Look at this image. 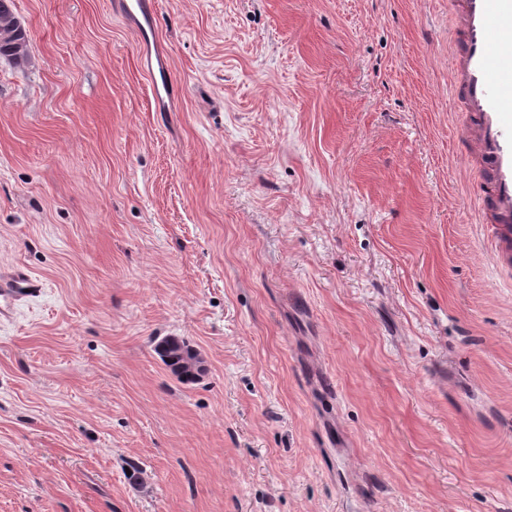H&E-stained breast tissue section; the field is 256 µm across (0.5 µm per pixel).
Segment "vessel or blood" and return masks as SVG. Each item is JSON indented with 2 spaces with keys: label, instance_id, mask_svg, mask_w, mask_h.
<instances>
[{
  "label": "vessel or blood",
  "instance_id": "vessel-or-blood-1",
  "mask_svg": "<svg viewBox=\"0 0 512 512\" xmlns=\"http://www.w3.org/2000/svg\"><path fill=\"white\" fill-rule=\"evenodd\" d=\"M455 51L450 79L466 117V165L481 178L480 223L490 225L492 259L512 271V0H450ZM112 9L135 31L138 43L154 34L155 0H114ZM153 85L156 108H164L176 84L167 64ZM42 280L28 268L0 270V321L20 303L39 298Z\"/></svg>",
  "mask_w": 512,
  "mask_h": 512
}]
</instances>
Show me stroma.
I'll use <instances>...</instances> for the list:
<instances>
[{
    "mask_svg": "<svg viewBox=\"0 0 512 512\" xmlns=\"http://www.w3.org/2000/svg\"><path fill=\"white\" fill-rule=\"evenodd\" d=\"M158 2L141 51L112 0H14L0 266L45 293L0 323V512H512L448 0ZM159 81L153 72V95L156 109L161 112L166 105V100L174 96L176 84L170 76L167 64L160 63L158 66ZM154 350L171 373L182 382H193L202 372L200 354L178 336L162 338Z\"/></svg>",
    "mask_w": 512,
    "mask_h": 512,
    "instance_id": "1",
    "label": "stroma"
}]
</instances>
